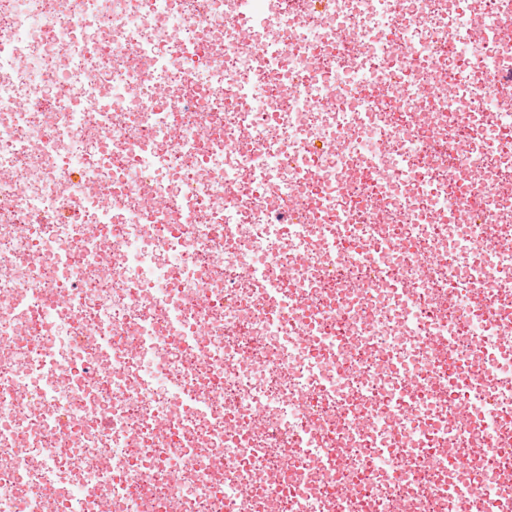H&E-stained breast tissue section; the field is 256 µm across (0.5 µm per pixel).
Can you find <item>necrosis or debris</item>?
I'll return each mask as SVG.
<instances>
[{
  "label": "necrosis or debris",
  "instance_id": "necrosis-or-debris-1",
  "mask_svg": "<svg viewBox=\"0 0 512 512\" xmlns=\"http://www.w3.org/2000/svg\"><path fill=\"white\" fill-rule=\"evenodd\" d=\"M238 4L0 0V512H512V0ZM471 288H474L471 294H473L472 300L476 306L490 314L498 312L496 295L500 284L478 281Z\"/></svg>",
  "mask_w": 512,
  "mask_h": 512
}]
</instances>
